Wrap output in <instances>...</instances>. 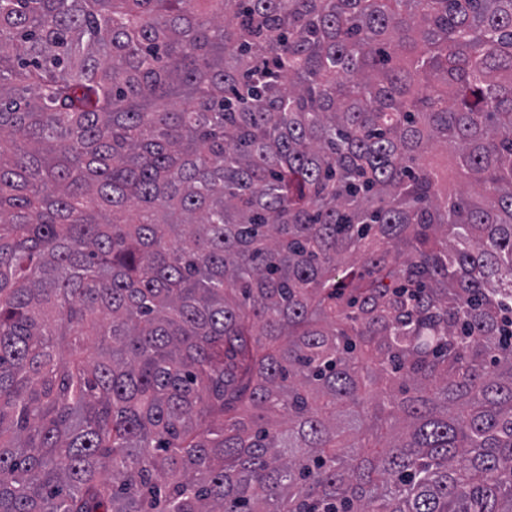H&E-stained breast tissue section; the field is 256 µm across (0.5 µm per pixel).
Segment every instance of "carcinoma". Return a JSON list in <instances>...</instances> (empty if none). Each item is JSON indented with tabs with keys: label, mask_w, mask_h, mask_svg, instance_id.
<instances>
[{
	"label": "carcinoma",
	"mask_w": 512,
	"mask_h": 512,
	"mask_svg": "<svg viewBox=\"0 0 512 512\" xmlns=\"http://www.w3.org/2000/svg\"><path fill=\"white\" fill-rule=\"evenodd\" d=\"M0 512H512V0H0Z\"/></svg>",
	"instance_id": "1"
}]
</instances>
